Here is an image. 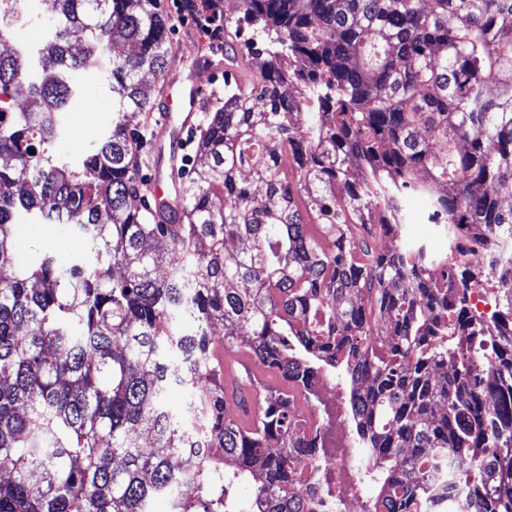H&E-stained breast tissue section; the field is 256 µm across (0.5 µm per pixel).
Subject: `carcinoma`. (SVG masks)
Listing matches in <instances>:
<instances>
[{"label":"carcinoma","mask_w":512,"mask_h":512,"mask_svg":"<svg viewBox=\"0 0 512 512\" xmlns=\"http://www.w3.org/2000/svg\"><path fill=\"white\" fill-rule=\"evenodd\" d=\"M237 2L224 39L245 51L224 68L256 72L207 105L204 166L178 223L153 224L130 122L153 110L140 77L171 70L170 16L53 0L39 80L0 124V512H151L181 479L196 493L173 512H301L298 467L320 451L297 400L324 374L349 394L367 512H512V252L467 260L512 241V0ZM29 65L0 45V94ZM92 67L112 121L54 156L67 74ZM416 200L447 250L405 236ZM21 212L87 257L34 243L17 261ZM484 282L491 324L467 305ZM218 343L286 385L241 376L248 429Z\"/></svg>","instance_id":"obj_1"}]
</instances>
